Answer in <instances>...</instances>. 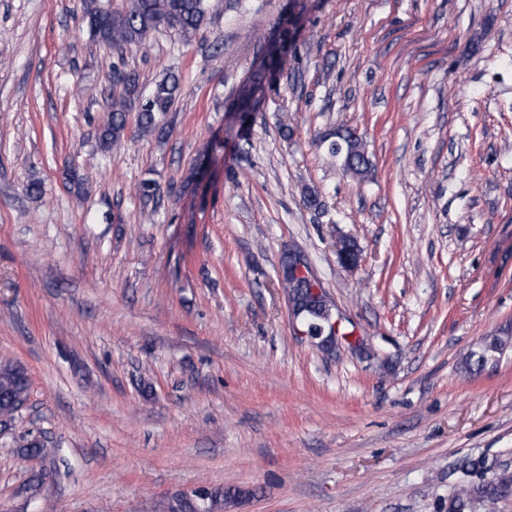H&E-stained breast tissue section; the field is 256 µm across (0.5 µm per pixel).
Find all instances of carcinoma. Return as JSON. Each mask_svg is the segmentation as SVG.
Returning a JSON list of instances; mask_svg holds the SVG:
<instances>
[{"instance_id":"carcinoma-1","label":"carcinoma","mask_w":512,"mask_h":512,"mask_svg":"<svg viewBox=\"0 0 512 512\" xmlns=\"http://www.w3.org/2000/svg\"><path fill=\"white\" fill-rule=\"evenodd\" d=\"M215 5L209 0H129L123 11H114L102 6L100 14L87 21L91 41L112 48V54L123 59L124 53L132 46H141L147 36L160 28L176 31L187 38L196 34L205 24ZM289 26L280 29L276 39L270 41L262 62L244 82L232 103V111L246 117L254 111L263 92L276 70V66L288 54L293 42L294 32ZM112 82L121 87L119 95L112 96V104L107 120L97 130L96 140L99 147L108 150L123 138L127 125V111L132 103L138 104V126L143 134L157 129L158 118L172 111L179 93V79L172 73H165L156 83L153 92L144 97L140 93L139 77L136 72L126 70L118 63L112 64ZM328 151L336 158L343 172L357 180H364L372 174L373 166L365 151L361 137L351 128H339L335 140L329 143ZM299 253L289 251L281 259L280 284L288 296L295 316L302 317L306 328L312 330L320 325L328 326L334 319V305L326 293L312 292V278L298 276L294 265ZM509 343V337L490 336L484 342L481 351L474 354L475 363L485 364L493 353L502 351ZM30 383L26 370L11 362L0 364V418L8 422L15 418L21 406L29 396ZM28 455L47 457L56 452L44 439H33L24 445ZM512 494V479L501 477L495 481L482 480L462 482L452 497L453 512L464 509L479 500L488 512L502 498ZM217 503V493L206 491V501L186 495L176 499L171 506L172 512H211Z\"/></svg>"}]
</instances>
